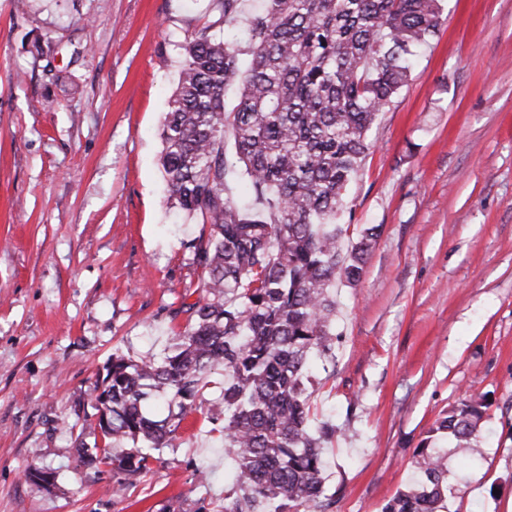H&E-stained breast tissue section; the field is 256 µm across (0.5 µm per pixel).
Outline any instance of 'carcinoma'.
<instances>
[{
    "instance_id": "carcinoma-1",
    "label": "carcinoma",
    "mask_w": 512,
    "mask_h": 512,
    "mask_svg": "<svg viewBox=\"0 0 512 512\" xmlns=\"http://www.w3.org/2000/svg\"><path fill=\"white\" fill-rule=\"evenodd\" d=\"M218 16L181 45L179 79L165 112L161 166L167 203L209 225L192 244L203 269L190 323L160 359L112 354L104 446L70 449L80 466L111 468L115 491L147 473L169 448L207 375L224 370L210 403L234 466L223 512H328L323 441L336 425L310 423L312 359L333 357L336 282L357 286L378 227L344 247L349 193L379 114L406 86L439 31L442 0H261L240 48L225 31L242 0H217ZM237 103L226 109L229 90ZM232 133L233 151L224 148ZM254 195L244 206L228 174ZM179 412L151 418L148 400ZM485 397L464 399L433 431L473 447ZM132 442L120 451L111 444ZM416 487L381 512H445V463L418 446Z\"/></svg>"
}]
</instances>
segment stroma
Here are the masks:
<instances>
[{
	"label": "stroma",
	"instance_id": "35a3bbf8",
	"mask_svg": "<svg viewBox=\"0 0 512 512\" xmlns=\"http://www.w3.org/2000/svg\"><path fill=\"white\" fill-rule=\"evenodd\" d=\"M216 0H0V512H220L231 475L201 395L150 472L112 493L91 387L114 352L183 332L203 227L165 206L161 124L180 46ZM408 85L369 133L345 236L380 234L337 284L335 358L314 421L329 512H380L422 440L447 457L448 512H512V0H444ZM491 399L463 466L435 421ZM53 485L27 481L31 465Z\"/></svg>",
	"mask_w": 512,
	"mask_h": 512
}]
</instances>
